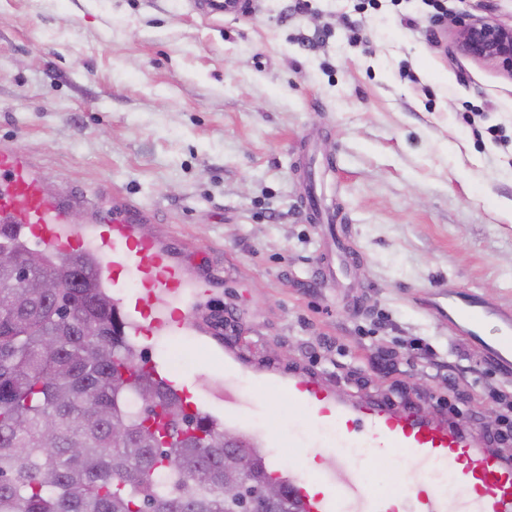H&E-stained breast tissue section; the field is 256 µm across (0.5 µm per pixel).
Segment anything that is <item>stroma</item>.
I'll return each mask as SVG.
<instances>
[{"instance_id":"1","label":"stroma","mask_w":512,"mask_h":512,"mask_svg":"<svg viewBox=\"0 0 512 512\" xmlns=\"http://www.w3.org/2000/svg\"><path fill=\"white\" fill-rule=\"evenodd\" d=\"M259 0L249 18L190 0H0V147L54 198L127 200L140 236L211 288L193 333L153 357L202 401L234 356L485 427L512 373L425 308L439 280L512 310V77L459 55L453 24L512 25V0ZM497 135H490V128ZM320 195L334 221L309 219ZM336 276L321 282L319 268ZM300 415L273 389L254 419L278 446Z\"/></svg>"}]
</instances>
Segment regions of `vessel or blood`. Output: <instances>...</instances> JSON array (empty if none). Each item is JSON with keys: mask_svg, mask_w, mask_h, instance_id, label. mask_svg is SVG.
I'll use <instances>...</instances> for the list:
<instances>
[{"mask_svg": "<svg viewBox=\"0 0 512 512\" xmlns=\"http://www.w3.org/2000/svg\"><path fill=\"white\" fill-rule=\"evenodd\" d=\"M207 15L252 16L256 0H194ZM72 199L47 200L41 189L40 170L20 148L0 151V223L19 224L43 248L68 257L77 246L87 245L97 265L95 272L112 290L115 305L129 312L128 326L140 332L149 318L151 333L169 336L188 330L192 323L193 290L208 283L207 276L187 279L168 263L154 244L136 246L135 232L146 214L137 205L123 204L95 225L71 223ZM430 308L449 326L470 339H480L491 314L474 296L452 295L439 289ZM497 316V335L487 346L493 362L512 369V312ZM243 372L236 360L224 362V421L235 424L257 409L261 388L241 391ZM289 405L311 423L309 433H288L287 469L269 465L281 478L301 512H389L387 497L361 480L362 470L385 460L404 463L405 496L417 503L407 512H512V465L487 454L475 431L449 423L430 421L386 404H359L333 396L306 377L294 376L279 384ZM322 459L320 469L308 466L310 456ZM464 463L463 477L451 488L432 494L419 492L421 477L456 463Z\"/></svg>", "mask_w": 512, "mask_h": 512, "instance_id": "b4317fda", "label": "vessel or blood"}]
</instances>
